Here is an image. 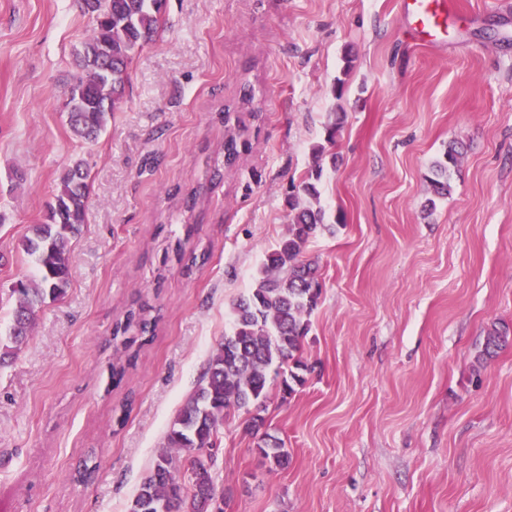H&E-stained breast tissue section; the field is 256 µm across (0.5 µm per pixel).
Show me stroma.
Listing matches in <instances>:
<instances>
[{"label": "stroma", "instance_id": "35a3bbf8", "mask_svg": "<svg viewBox=\"0 0 512 512\" xmlns=\"http://www.w3.org/2000/svg\"><path fill=\"white\" fill-rule=\"evenodd\" d=\"M459 2L464 19L426 46L399 0H166L88 141L68 123L93 34L81 0H0V333L34 275L28 225L75 162L90 185L71 285L0 367V512H129L334 123L328 227L304 252L322 283L311 371L260 410L289 462L264 463L229 413L212 467L224 512H512V345L477 358L512 326V7ZM246 85L247 147L215 168ZM452 141V192L426 210ZM144 301L154 336L113 380L112 327ZM509 342H511V334H509L506 327H503V329L497 326L492 327L485 336L483 349L477 356L478 360L483 361L484 358L492 357L498 351L506 348Z\"/></svg>", "mask_w": 512, "mask_h": 512}]
</instances>
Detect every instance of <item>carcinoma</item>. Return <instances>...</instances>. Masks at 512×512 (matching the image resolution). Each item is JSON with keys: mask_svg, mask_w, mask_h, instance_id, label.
Wrapping results in <instances>:
<instances>
[{"mask_svg": "<svg viewBox=\"0 0 512 512\" xmlns=\"http://www.w3.org/2000/svg\"><path fill=\"white\" fill-rule=\"evenodd\" d=\"M94 34L84 44L83 72L69 87V124L84 139H94L105 128L122 101L128 66L158 34L166 0H82ZM238 117L224 107V165L231 167L245 147L237 133ZM338 126L327 129L325 144H334ZM325 144L312 149L314 171L296 186L290 201L288 233L266 253L255 288L233 306L231 331L212 351L203 378L173 420L160 452L140 484L130 512H224L210 469L201 454L217 447L224 416L267 398L271 376L281 377V391L292 395L305 382L308 364L301 356L310 332V317L318 305L321 283L317 268L303 260L307 243L325 226V212L312 206L320 193L317 182ZM463 145L448 146L432 167L433 193L450 192V171L458 167ZM89 197L88 171L77 163L60 178L48 204L44 224H32L20 241L34 263L35 277L13 289L16 304L8 332L0 336V363L20 349L32 329L36 312L63 297L70 286L73 256L70 242L84 224ZM148 332L150 322L133 310L112 327V343L130 348L126 337L132 326ZM512 341L508 329L492 327L477 361L493 356ZM262 435L261 455L276 466L288 464V454L277 441ZM185 448L187 456L169 449Z\"/></svg>", "mask_w": 512, "mask_h": 512, "instance_id": "obj_1", "label": "carcinoma"}]
</instances>
